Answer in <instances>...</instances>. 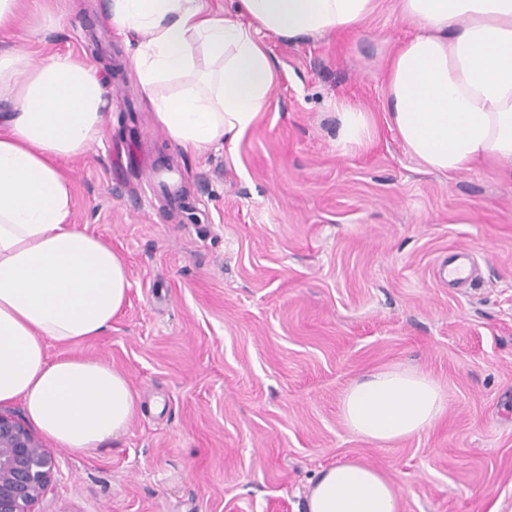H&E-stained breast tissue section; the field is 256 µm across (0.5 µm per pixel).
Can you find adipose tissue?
Segmentation results:
<instances>
[{
  "label": "adipose tissue",
  "instance_id": "obj_1",
  "mask_svg": "<svg viewBox=\"0 0 512 512\" xmlns=\"http://www.w3.org/2000/svg\"><path fill=\"white\" fill-rule=\"evenodd\" d=\"M240 18L207 12L201 0H112L115 25L136 37L132 64L172 144L200 152L238 141L259 121L277 69L259 32L293 42L346 32L376 0H239ZM20 0H0V403L22 400L32 423L73 451L120 436L138 409L129 381L111 365L46 354L111 328L130 288L124 259L72 224V189L57 167L100 140L108 89L72 55L32 61L6 45ZM417 29L387 62L385 117L411 157L452 175L480 163L512 175V0H401ZM208 68H200L195 49ZM182 81L179 91L159 85ZM446 398L410 368L389 367L351 384L345 424L379 443L429 428ZM399 495L379 468L341 460L323 469L304 512H398Z\"/></svg>",
  "mask_w": 512,
  "mask_h": 512
}]
</instances>
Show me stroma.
Returning <instances> with one entry per match:
<instances>
[{"instance_id": "stroma-1", "label": "stroma", "mask_w": 512, "mask_h": 512, "mask_svg": "<svg viewBox=\"0 0 512 512\" xmlns=\"http://www.w3.org/2000/svg\"><path fill=\"white\" fill-rule=\"evenodd\" d=\"M399 4L378 0L353 32L260 33L280 75L270 106L236 145L198 155L156 125L110 0H27L14 46L83 58L113 97L102 141L62 169L72 223L130 280L110 329L46 351L109 363L138 396L119 439L54 448L38 512H302L344 459L381 468L400 512L512 504V180L425 171L388 128L386 62L414 32ZM339 101L369 112L363 145L339 144ZM455 249L474 285L441 278ZM392 366L447 403L381 444L349 430L341 401Z\"/></svg>"}]
</instances>
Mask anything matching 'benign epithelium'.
I'll use <instances>...</instances> for the list:
<instances>
[{
    "label": "benign epithelium",
    "instance_id": "obj_1",
    "mask_svg": "<svg viewBox=\"0 0 512 512\" xmlns=\"http://www.w3.org/2000/svg\"><path fill=\"white\" fill-rule=\"evenodd\" d=\"M55 472L51 451L15 415L0 411V512H37Z\"/></svg>",
    "mask_w": 512,
    "mask_h": 512
}]
</instances>
